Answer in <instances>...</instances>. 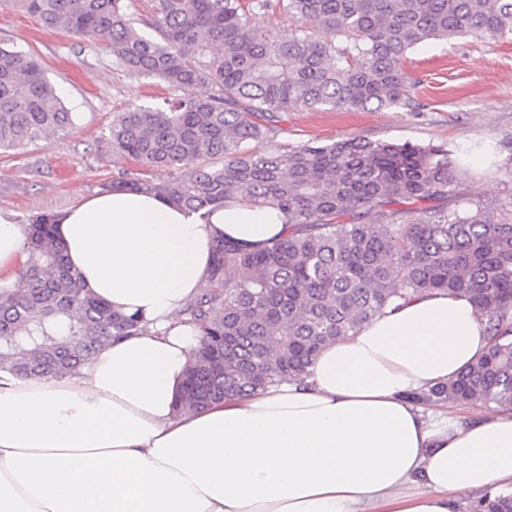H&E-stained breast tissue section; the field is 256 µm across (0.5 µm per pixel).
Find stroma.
<instances>
[{
    "label": "stroma",
    "mask_w": 512,
    "mask_h": 512,
    "mask_svg": "<svg viewBox=\"0 0 512 512\" xmlns=\"http://www.w3.org/2000/svg\"><path fill=\"white\" fill-rule=\"evenodd\" d=\"M0 39L37 57L67 108L74 125L27 147L0 154V210L17 223L56 214L72 206L79 193L100 192L105 183L128 174L165 180L166 171L98 151L114 113L134 104L157 103L173 91L156 80L135 79L114 61L105 45L91 46L45 28L24 0H0ZM406 69L415 86L419 111L369 107L359 111L283 113L273 141L249 143L252 151L310 142L329 144L363 137L440 146L461 160L485 149L481 162L456 169V194L482 198L498 208L512 206V37L472 36L415 47Z\"/></svg>",
    "instance_id": "obj_1"
}]
</instances>
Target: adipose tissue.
Segmentation results:
<instances>
[{
  "label": "adipose tissue",
  "instance_id": "obj_1",
  "mask_svg": "<svg viewBox=\"0 0 512 512\" xmlns=\"http://www.w3.org/2000/svg\"><path fill=\"white\" fill-rule=\"evenodd\" d=\"M277 210L235 200L208 217L159 197L81 196L58 237L85 288L145 328L64 378L0 371V512H456L512 485V416L461 422L407 395L488 347L463 297L417 296L322 347L304 383L176 409L197 332L182 310L208 282L211 245L280 237ZM0 211V286L25 263Z\"/></svg>",
  "mask_w": 512,
  "mask_h": 512
}]
</instances>
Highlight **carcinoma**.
I'll return each instance as SVG.
<instances>
[{
    "instance_id": "cac0c4a2",
    "label": "carcinoma",
    "mask_w": 512,
    "mask_h": 512,
    "mask_svg": "<svg viewBox=\"0 0 512 512\" xmlns=\"http://www.w3.org/2000/svg\"><path fill=\"white\" fill-rule=\"evenodd\" d=\"M53 29L106 44L137 79L176 91L113 116L102 146L162 182L120 177L104 190L159 195L193 210L238 197L277 209L287 233L248 250L213 245L209 279L185 310L199 330L180 410L303 381L321 347L416 295L468 298L485 321L487 351L455 378L412 393L512 412V211L453 198L455 163L436 146L350 137L264 153L291 110L416 111L405 61L429 40L512 35V0H155L147 37L125 0H25ZM299 25L286 36L263 14ZM73 126L40 63L0 42V151ZM57 216L24 225L26 265L0 286V370L63 377L114 338L143 329L112 311L71 269ZM401 287H396V284ZM512 512V490L480 504Z\"/></svg>"
}]
</instances>
